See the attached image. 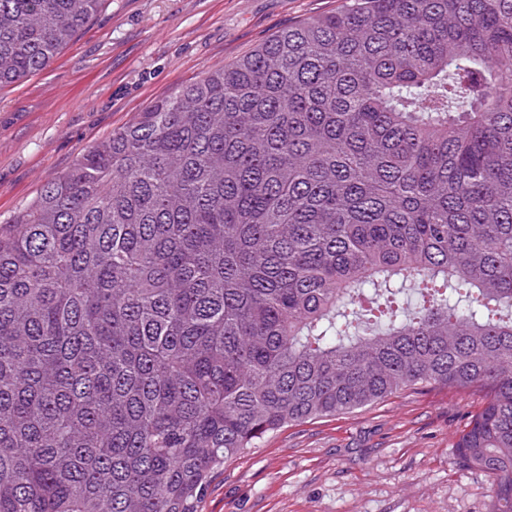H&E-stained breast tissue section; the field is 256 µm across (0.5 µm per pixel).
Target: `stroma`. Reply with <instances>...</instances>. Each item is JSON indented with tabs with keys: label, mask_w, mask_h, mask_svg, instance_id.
<instances>
[{
	"label": "stroma",
	"mask_w": 512,
	"mask_h": 512,
	"mask_svg": "<svg viewBox=\"0 0 512 512\" xmlns=\"http://www.w3.org/2000/svg\"><path fill=\"white\" fill-rule=\"evenodd\" d=\"M340 0H106L50 68L0 90V224L175 86ZM476 393L423 385L288 425L215 472L200 512H489L459 463Z\"/></svg>",
	"instance_id": "stroma-1"
}]
</instances>
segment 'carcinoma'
I'll return each instance as SVG.
<instances>
[{"label":"carcinoma","instance_id":"1","mask_svg":"<svg viewBox=\"0 0 512 512\" xmlns=\"http://www.w3.org/2000/svg\"><path fill=\"white\" fill-rule=\"evenodd\" d=\"M104 0H0V90ZM512 512V0H345L0 224V512H197L291 422L422 385Z\"/></svg>","mask_w":512,"mask_h":512}]
</instances>
